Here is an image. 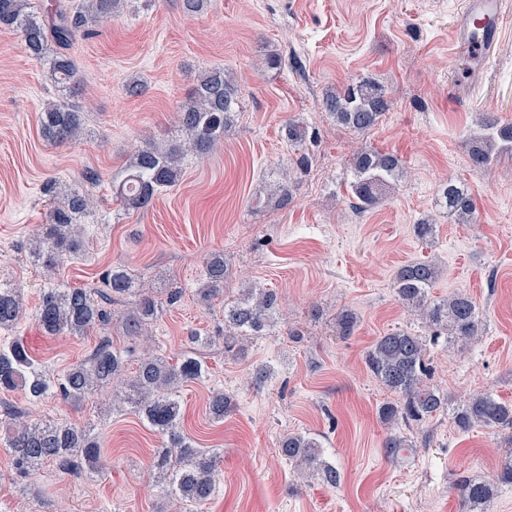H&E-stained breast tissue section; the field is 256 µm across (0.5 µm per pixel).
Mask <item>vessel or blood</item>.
Here are the masks:
<instances>
[{
    "label": "vessel or blood",
    "mask_w": 512,
    "mask_h": 512,
    "mask_svg": "<svg viewBox=\"0 0 512 512\" xmlns=\"http://www.w3.org/2000/svg\"><path fill=\"white\" fill-rule=\"evenodd\" d=\"M502 0H465L452 31L451 49L485 55L491 52L504 27Z\"/></svg>",
    "instance_id": "b4317fda"
}]
</instances>
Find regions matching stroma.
<instances>
[{
  "label": "stroma",
  "mask_w": 512,
  "mask_h": 512,
  "mask_svg": "<svg viewBox=\"0 0 512 512\" xmlns=\"http://www.w3.org/2000/svg\"><path fill=\"white\" fill-rule=\"evenodd\" d=\"M464 0H207L189 17L180 0H126L121 13L96 26L72 49L85 114L80 140L55 145L38 116L60 94L45 63L32 59L16 32L0 30V283L18 288L34 310L47 280L29 254L33 229L47 223L53 179L92 193L95 205L79 218L90 236L86 256L58 266L66 287L104 289L103 274L128 266L166 297L145 338L129 337L124 316L135 296L120 299L108 325L82 336H48L33 318L20 328L32 357L56 375L86 359L110 338L134 373L151 343L169 362L190 351L188 337H212L201 349L204 378L180 389L183 431L197 447L221 455L216 492L207 512H468L457 490L467 477L493 485L484 512H512V487L499 485L512 433L480 426L460 431L448 413L407 429L415 454L390 460V433L378 409L393 400L369 372L365 356L392 330H421L399 302L393 278L410 262L436 261L431 293L456 291L478 304L484 333L462 347L431 346L430 386L458 404L494 391L512 402V160L473 169L471 139L485 117L512 122V0L493 52L477 74L454 60L448 32ZM282 55L281 69L260 61ZM222 68L238 83V113L223 143L188 156L182 180L145 212H124L112 179L132 151L175 134V110L203 72ZM369 78L390 102L379 123L360 135L336 124L322 107L326 91ZM142 80L144 90L128 85ZM296 120L316 134L288 145L282 127ZM369 145L400 156L407 174L394 192L367 211L349 192L350 159ZM313 157L296 168L300 153ZM290 175L293 202L259 206L273 182ZM455 180L472 196L477 221L460 224L441 209V187ZM437 226L421 243L412 226ZM224 257V294L203 303L197 289L211 254ZM276 292L287 323L252 340L248 354L224 352V304L248 284ZM360 323L337 336V313ZM300 337L292 339L289 329ZM271 375L255 384L259 367ZM221 391L235 408L214 420L208 398ZM102 390L74 405L49 395L33 401L18 389L0 393L39 420L94 428L109 465L74 476L55 463L19 476L0 427V512H180L150 474L161 438L137 415L111 410ZM315 437L341 475L329 488L282 459L284 436Z\"/></svg>",
  "instance_id": "obj_1"
}]
</instances>
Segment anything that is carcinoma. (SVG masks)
Instances as JSON below:
<instances>
[{"label": "carcinoma", "instance_id": "cac0c4a2", "mask_svg": "<svg viewBox=\"0 0 512 512\" xmlns=\"http://www.w3.org/2000/svg\"><path fill=\"white\" fill-rule=\"evenodd\" d=\"M122 0H82L70 4L56 0L46 10L33 0H0V28L21 34L26 51L37 60H47L50 81L71 96L79 89L78 69L67 50L77 37L94 34L93 24L100 17L119 11ZM238 89L221 68L202 74L187 99L176 111V124L182 138L162 145L149 143L136 149L121 174L112 180L113 197L126 211H147L158 193L176 186L184 175V160L192 154L204 156L224 141L234 123ZM323 105L339 123L350 130L365 133L377 125L389 108V100L375 82L363 79L341 91L325 94ZM44 137L54 144L78 139L84 130L80 108L64 100L47 104L39 113ZM288 142L300 144L308 129L290 120L285 126ZM512 158V123L500 124L487 119L482 132L472 139L470 160L477 170L494 164L502 155ZM351 193L359 207L370 209L401 181L403 161L396 155L362 147L351 159ZM293 201L288 181L283 179L267 193L265 204L285 208ZM440 206L462 224L473 221L475 208L465 190L450 180L442 187ZM93 205L86 191L64 189L57 206L51 210V223L43 224L34 235L29 253L47 273L49 283L43 289L33 313L36 324L48 335L82 336L95 326L111 320L108 306L144 288L133 270L114 266L104 276L108 293L98 295L87 288H61L51 283L58 261L75 260L86 253L87 236L77 227L76 217ZM440 274L432 261H419L399 268L394 277L395 292L401 304L418 316L432 335H446L452 345L466 344L483 333V320L477 304L465 293L443 299L431 296V288ZM226 267L224 256L212 254L206 262L204 281L198 295L205 303L224 294ZM162 301L152 292H141L136 310L126 318L129 336H140L157 318ZM24 317L19 291L0 284V331L13 330ZM279 323L277 295L268 288L250 285L240 297L224 304V351L245 354V342L264 336ZM359 318L349 309L336 315V334L351 336ZM366 366L396 400L379 408L382 422L393 425L424 422L448 409V397L424 383L432 367L427 341L406 329L378 337L365 358ZM123 354L102 340L92 354L73 365L62 376H54L35 364L27 345L15 338L0 345V391L23 388L33 400L49 394L64 400L81 401L105 387H112V404L139 416L162 438L161 448L151 468L161 494L185 506L186 512H203L215 492V472L220 456L208 448H198L181 431L182 410L179 387L199 380L205 374L198 352L185 354L177 363L161 355H149L133 376L125 379ZM230 396L214 392L209 410L216 419L232 411ZM7 443L16 470L27 474L47 462L79 475L106 468L107 459L90 428L65 422L32 420L16 412L7 417ZM453 422L466 431L475 425L493 430L512 429V404L487 391L456 405ZM383 447L388 458L398 459L415 444L405 436H387ZM280 453L289 465L318 477L334 488L340 473L329 462L317 439L306 434H291L280 442ZM459 490L469 512H475L494 494L488 485L472 480L460 481Z\"/></svg>", "mask_w": 512, "mask_h": 512}]
</instances>
